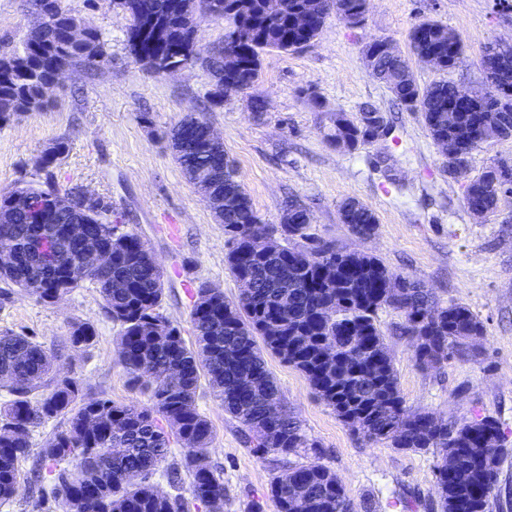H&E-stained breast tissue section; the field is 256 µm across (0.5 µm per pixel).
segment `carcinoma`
<instances>
[{
  "instance_id": "obj_1",
  "label": "carcinoma",
  "mask_w": 512,
  "mask_h": 512,
  "mask_svg": "<svg viewBox=\"0 0 512 512\" xmlns=\"http://www.w3.org/2000/svg\"><path fill=\"white\" fill-rule=\"evenodd\" d=\"M136 13L167 18L180 32L194 28L198 18L216 14L227 23L224 41L238 51L234 92L255 89L261 53L293 52L311 43L323 30L327 15L311 13L308 28L290 23L294 9L310 0H283L280 15L264 18L252 33L224 16V0H135ZM43 38L25 40L21 49L0 43V123L24 112L41 110L46 89L57 71L78 63L100 67L108 62L101 33L87 29L73 41L68 29L78 20L57 3ZM127 44L136 63L151 72L154 50ZM410 49L419 57L434 54L436 68L463 53V44L442 22L427 19L415 25ZM495 83L477 93L488 107L496 94L512 89V50L483 57ZM374 76L383 81L394 101L422 114L436 142L448 151L469 143L448 176H465L470 151L496 139L484 112H461L451 106L453 83L423 87L409 61L398 50L377 57ZM374 132L361 125L358 113L339 112L328 142L355 149L370 142ZM170 142L176 161L190 180L208 170L209 157L181 148L175 131ZM63 142L40 160L46 179L53 178V155L65 152ZM226 266L235 281H245L237 300L206 285L196 291L190 313L194 341L161 312L164 288L160 267L135 233L110 222V204L95 201L74 213L52 198V191L24 186L0 195V238L11 242L13 259L0 265V282L12 285L39 302L52 304L88 281L96 285L104 308L119 327V360L134 386L149 395L151 405L116 404L109 399H84L79 378L61 375L59 352L36 337L0 332V383L10 399L0 406V504L11 502L21 489L18 465L32 452L34 428L58 422L37 449L32 481L37 487L34 507L51 512L61 504L66 512H224V477L203 464L214 437L210 421L198 409L201 379L208 381L224 403V411L241 425L245 447L273 454L282 473L272 486L278 512H296L300 500L307 512H353L341 481L325 466L296 465L289 457L314 444L280 404L276 378L268 369L270 353L303 373L314 393L353 431L368 441L389 440L395 448L414 452L434 448L441 512H487L498 484L505 442L498 420L482 417L448 423L429 413L407 411L392 357L376 315L383 307L404 317L403 330L423 343L415 350L423 368L438 367L460 355L473 336L484 334L478 316L468 307L441 305L432 289L408 274L388 269L374 256L336 249L312 233V213L290 204L286 215L298 212L306 221L266 224L255 211L237 169L227 161L224 178ZM512 194V181L495 182L483 172L468 181L464 199L481 201L496 210L501 195ZM27 200L24 208L11 195ZM340 220L358 238L371 237L377 227L373 210L357 199L344 201ZM80 219L79 233L91 235L112 250V274L96 275L92 259L70 251L65 229ZM274 332H268L269 327ZM96 337L88 322L72 326L66 343L90 346ZM181 445L180 461L165 468L171 493L157 489L152 477ZM187 472L189 495L181 492V472Z\"/></svg>"
}]
</instances>
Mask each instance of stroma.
I'll return each mask as SVG.
<instances>
[{
    "mask_svg": "<svg viewBox=\"0 0 512 512\" xmlns=\"http://www.w3.org/2000/svg\"><path fill=\"white\" fill-rule=\"evenodd\" d=\"M58 5L102 33L112 61L98 69L71 66L49 92L46 108L0 126V194L26 183H78L105 197L113 223L137 233L162 271L163 314L190 336L200 285L219 286L230 299L239 289L224 261V227L167 138L186 114L205 113L264 223H280L288 203L304 205L315 233L337 249L374 255L389 269L422 280L442 304L458 302L477 314L483 336L462 357L428 369L416 363L400 313L383 308L377 320L409 411L446 421L491 416L500 422L508 453L488 512H512V195L501 197L485 218L464 206L467 179L496 160L512 161V140L481 144L470 155L466 179L449 178L448 158L420 113L395 105L388 88L371 77L363 54L368 43L386 38L409 54L421 85L445 79L475 87L484 80V46L512 43V0H369L360 24L329 17L305 48L263 54L257 92L266 110L259 117L246 93L209 107L213 81L203 65L171 74L144 71L126 46L130 18L111 0ZM426 18L441 21L465 45L448 72L409 53V33ZM36 23L26 0H0V41L21 45ZM366 102L388 115L389 134L353 150L332 147L325 136L336 113H355ZM58 141L67 150L49 180L38 161ZM349 198L375 212L372 238L359 239L342 224L339 206ZM79 322L94 325L92 345L64 347ZM6 330L61 350L60 369L81 378L85 398L147 404L118 359V328L94 284L83 283L53 304L13 295L0 304V331ZM267 363L285 405L316 443V461L336 473L354 512H440L436 453L364 440L315 395L303 374L272 355ZM197 403L214 429L207 463L224 474V512H277L272 486L279 467L243 445L240 423L209 386H201Z\"/></svg>",
    "mask_w": 512,
    "mask_h": 512,
    "instance_id": "obj_1",
    "label": "stroma"
}]
</instances>
